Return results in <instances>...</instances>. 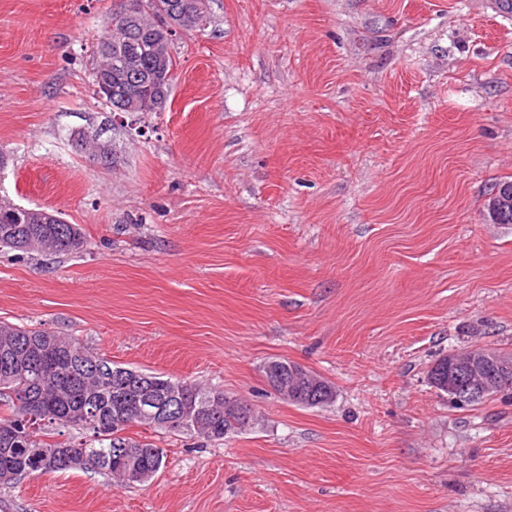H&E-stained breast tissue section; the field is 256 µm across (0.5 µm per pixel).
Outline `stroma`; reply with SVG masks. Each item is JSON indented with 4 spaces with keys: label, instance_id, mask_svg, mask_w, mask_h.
<instances>
[{
    "label": "stroma",
    "instance_id": "obj_1",
    "mask_svg": "<svg viewBox=\"0 0 512 512\" xmlns=\"http://www.w3.org/2000/svg\"><path fill=\"white\" fill-rule=\"evenodd\" d=\"M112 0H0V202L82 225L77 254L0 248V321L219 387L224 443L130 428L148 482L27 477L0 512H512V394L459 406L439 358L512 354V11L501 0H209L163 111L92 84ZM110 142L98 167L76 137ZM282 357L336 387L284 402Z\"/></svg>",
    "mask_w": 512,
    "mask_h": 512
}]
</instances>
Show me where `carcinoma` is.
Masks as SVG:
<instances>
[{
    "label": "carcinoma",
    "mask_w": 512,
    "mask_h": 512,
    "mask_svg": "<svg viewBox=\"0 0 512 512\" xmlns=\"http://www.w3.org/2000/svg\"><path fill=\"white\" fill-rule=\"evenodd\" d=\"M185 14V30L208 22L207 0H112L107 32L96 45L93 85L112 112L128 113L126 97L140 99L149 112L165 109L176 60L170 43H161V25L174 5ZM60 220L48 228L30 218L28 224L0 222V247L46 255L83 250L87 239L79 224ZM302 390L301 407H322L316 401L322 385L315 373ZM181 399L197 410L195 418L171 414V423L157 427L139 410L146 399ZM242 400L222 390L172 376L125 368L91 351L77 340L48 328L0 322V488L11 487L28 474L69 470H103L120 485L142 483L164 465L162 448L127 435L131 426L218 442L241 427L231 420L229 404ZM88 433L78 444L53 440V431Z\"/></svg>",
    "instance_id": "obj_1"
}]
</instances>
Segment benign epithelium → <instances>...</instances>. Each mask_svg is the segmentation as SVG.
<instances>
[{"instance_id":"1","label":"benign epithelium","mask_w":512,"mask_h":512,"mask_svg":"<svg viewBox=\"0 0 512 512\" xmlns=\"http://www.w3.org/2000/svg\"><path fill=\"white\" fill-rule=\"evenodd\" d=\"M512 207V187L494 190L487 204L488 220L494 221L497 213ZM431 382L455 401L497 389L512 381V359L502 357L491 348H474L452 353L447 366H436L430 372ZM305 380L304 370L297 368L288 380L276 384L277 394L284 400H299Z\"/></svg>"}]
</instances>
